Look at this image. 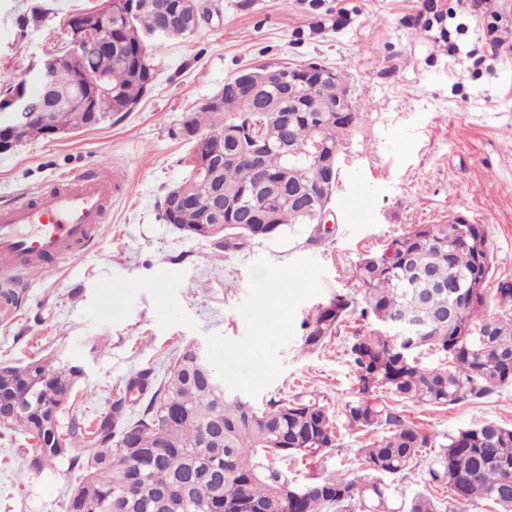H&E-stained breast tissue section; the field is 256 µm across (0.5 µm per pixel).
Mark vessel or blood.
Instances as JSON below:
<instances>
[{
  "label": "vessel or blood",
  "instance_id": "b4317fda",
  "mask_svg": "<svg viewBox=\"0 0 512 512\" xmlns=\"http://www.w3.org/2000/svg\"><path fill=\"white\" fill-rule=\"evenodd\" d=\"M111 200V180L95 173L71 176L33 202L19 198L0 211V271L74 257L94 239Z\"/></svg>",
  "mask_w": 512,
  "mask_h": 512
}]
</instances>
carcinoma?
I'll use <instances>...</instances> for the list:
<instances>
[{
	"label": "carcinoma",
	"mask_w": 512,
	"mask_h": 512,
	"mask_svg": "<svg viewBox=\"0 0 512 512\" xmlns=\"http://www.w3.org/2000/svg\"><path fill=\"white\" fill-rule=\"evenodd\" d=\"M195 9L196 28H171L165 39L187 38L210 27L222 0H134L129 14L112 17V53L85 52L84 67L109 73L112 93L95 98L96 111L111 119L153 86L155 73L140 63L150 45L140 37L159 22V6ZM324 79L296 82L292 67L280 66L283 81L274 96L280 106L295 100L288 123H270L272 97L260 91L245 97L236 80L225 81L210 101L190 113L182 136L190 158L222 159L209 178L189 162L184 180L196 202L162 220L205 237L210 210L224 197L221 250L255 239L276 237L294 224H316L330 208L339 174V153L357 130L361 113L330 107L349 89L346 78L322 64ZM76 73L68 60L52 71L50 86L29 96L28 111H63ZM276 145L252 158L253 139L266 125ZM319 144L315 160L293 159L285 148ZM470 293L462 305L448 289V274ZM356 275L362 302L338 294L304 322L299 349L324 348L355 315L373 328L346 344L354 375L353 395L341 407L348 427L362 443L364 473H335L297 483L288 466L297 457L315 458L341 447L335 416L317 395L271 399L258 406L220 393L211 369L196 361L191 346L179 349L166 377L152 372L125 381L109 410L87 423L71 411V393L83 377L80 365L38 359L0 367V408L19 411L12 425L34 441L27 470L37 474L61 461L80 480L70 488L64 512H172L161 502L179 486L178 512H470L484 503L512 512V428L494 421L464 426L437 437L406 422L397 402L456 406L478 403L512 385V280L493 278V256L483 225L418 224L376 251L360 257ZM427 349L448 360L427 368L418 352ZM137 419L121 430L116 423L133 409ZM434 448L426 480L448 499L413 497L405 510L393 507L386 477L406 476Z\"/></svg>",
	"instance_id": "carcinoma-1"
}]
</instances>
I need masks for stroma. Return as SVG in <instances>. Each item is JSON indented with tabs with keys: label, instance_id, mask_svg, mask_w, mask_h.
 <instances>
[{
	"label": "stroma",
	"instance_id": "35a3bbf8",
	"mask_svg": "<svg viewBox=\"0 0 512 512\" xmlns=\"http://www.w3.org/2000/svg\"><path fill=\"white\" fill-rule=\"evenodd\" d=\"M101 0H0V91L26 82L65 38L69 12ZM223 0V22L151 49L152 89L117 122L72 137L28 141L0 155V206L33 197L61 175L107 169L112 206L95 243L48 272L0 275V365L52 356L81 364L77 413L93 420L124 380H162L177 349L200 344L225 390L256 403L313 392L340 411L353 387L346 335L299 354L303 323L339 293L362 296L359 257L418 224L455 214L485 225L495 273L512 279V52L490 44L478 0L445 21L448 58L407 27L422 0H325L345 19L304 12L298 0ZM41 23H29L33 6ZM487 59L472 74L469 56ZM318 62L340 71L363 119L342 146L330 235L298 224L215 258L207 239L161 220L166 193L186 177L184 116L243 68ZM260 346L263 362L249 352ZM407 421L446 434L512 425V386L478 404H402ZM32 448L0 425V512H63L75 475L67 462L26 473Z\"/></svg>",
	"mask_w": 512,
	"mask_h": 512
}]
</instances>
